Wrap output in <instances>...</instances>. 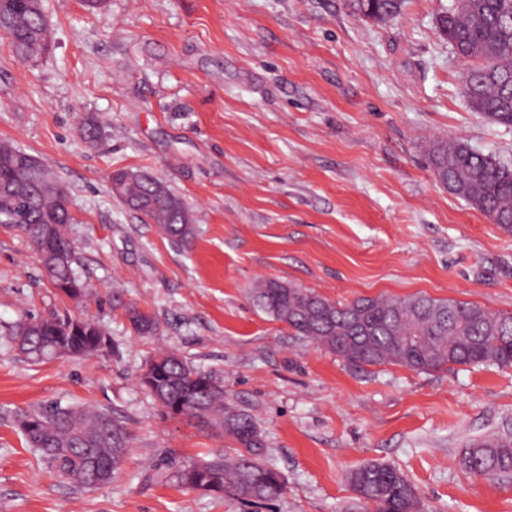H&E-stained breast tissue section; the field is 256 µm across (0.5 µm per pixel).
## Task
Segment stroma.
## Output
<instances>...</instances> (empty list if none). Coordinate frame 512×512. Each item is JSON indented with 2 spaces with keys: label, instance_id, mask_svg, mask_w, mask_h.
<instances>
[{
  "label": "stroma",
  "instance_id": "stroma-1",
  "mask_svg": "<svg viewBox=\"0 0 512 512\" xmlns=\"http://www.w3.org/2000/svg\"><path fill=\"white\" fill-rule=\"evenodd\" d=\"M441 0L377 23L350 0H43L48 51L23 62L0 33V140L52 169L76 218L83 305L61 297L32 247L0 225V410L59 401L109 411L132 434L111 484L50 472L0 422V512H365L349 484L380 461L424 512H512V480L470 475L471 444L512 433V368H357L247 299L277 278L334 301L425 294L512 313V230L439 183L429 143L459 136L512 159V126L472 112L465 65L438 29ZM94 117L88 144L78 127ZM118 169L164 180L193 213L190 249L127 210ZM159 323L131 332L113 293ZM105 325L117 352L37 365L6 345L51 313ZM160 347L224 378L252 414L284 495L259 507L153 482L231 443L163 416L138 375Z\"/></svg>",
  "mask_w": 512,
  "mask_h": 512
}]
</instances>
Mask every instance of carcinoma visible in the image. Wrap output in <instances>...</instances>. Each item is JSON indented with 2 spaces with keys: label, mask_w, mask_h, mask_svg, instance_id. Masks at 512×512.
Returning a JSON list of instances; mask_svg holds the SVG:
<instances>
[{
  "label": "carcinoma",
  "mask_w": 512,
  "mask_h": 512,
  "mask_svg": "<svg viewBox=\"0 0 512 512\" xmlns=\"http://www.w3.org/2000/svg\"><path fill=\"white\" fill-rule=\"evenodd\" d=\"M354 9L376 22L400 13L404 0H352ZM436 26L455 57L466 65L463 93L469 108L484 118L512 126V0H448L436 14ZM0 31L17 58L29 61L48 48L42 0H0ZM437 179L492 223L512 229V161L472 148L460 138H437L427 149ZM111 189L129 210L157 224L179 248L191 246L195 225L185 201L162 180L140 172L114 171ZM21 233L41 255L53 287L64 296L90 294L78 272L70 235L75 217L58 177L32 155L9 141L0 142V224ZM253 305L286 324L296 336L350 365H400L415 371L454 365L492 364L512 368V318L487 307L419 294L360 297L335 302L274 278L248 292ZM124 310L131 331L152 336L157 319L132 303L112 296ZM100 323L69 314L26 318L8 329L10 348L30 363L51 359L60 345L70 356H83ZM159 361L162 376L147 393L171 418L185 417L223 433L234 444L231 454L189 462L155 478L182 487L199 485L243 504L278 500L286 484L281 472L263 462L265 444L253 416L224 401V380L176 350ZM0 418L18 430L27 447L80 488H98L121 471L131 445L123 421L108 411L52 403L5 411ZM461 464L468 472L491 478L512 475V438L493 436L466 449ZM353 492L373 512H421L415 486L394 466L368 462L350 476Z\"/></svg>",
  "instance_id": "cac0c4a2"
}]
</instances>
